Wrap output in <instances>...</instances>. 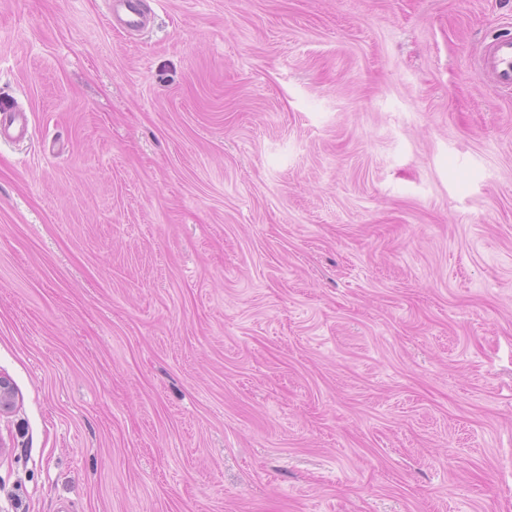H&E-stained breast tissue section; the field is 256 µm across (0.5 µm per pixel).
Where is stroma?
<instances>
[{"mask_svg":"<svg viewBox=\"0 0 512 512\" xmlns=\"http://www.w3.org/2000/svg\"><path fill=\"white\" fill-rule=\"evenodd\" d=\"M0 0V512H512V0ZM138 2L139 0L109 1L108 24L114 28H120L125 31H134L144 28L146 21L138 9ZM473 67L493 91L512 92V36L502 35L488 42ZM0 137L6 141L21 142L30 136L28 113L14 102L2 104L0 108Z\"/></svg>","mask_w":512,"mask_h":512,"instance_id":"obj_1","label":"stroma"}]
</instances>
